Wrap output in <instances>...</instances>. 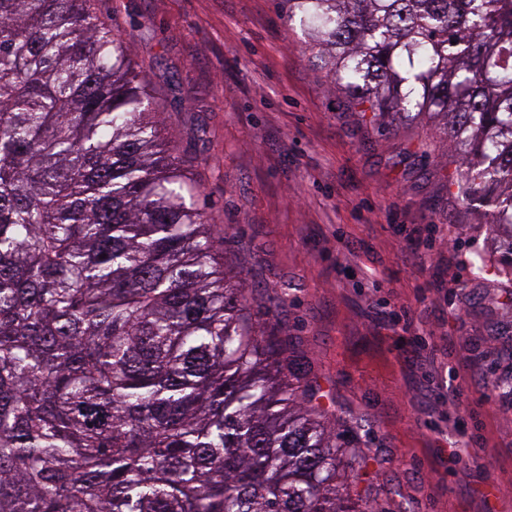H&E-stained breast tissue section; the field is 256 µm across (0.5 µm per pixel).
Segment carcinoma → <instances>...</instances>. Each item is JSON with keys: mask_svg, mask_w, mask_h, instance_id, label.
<instances>
[{"mask_svg": "<svg viewBox=\"0 0 512 512\" xmlns=\"http://www.w3.org/2000/svg\"><path fill=\"white\" fill-rule=\"evenodd\" d=\"M369 121L438 123L512 274V0H282ZM89 0H0V512H372Z\"/></svg>", "mask_w": 512, "mask_h": 512, "instance_id": "cac0c4a2", "label": "carcinoma"}]
</instances>
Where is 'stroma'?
Instances as JSON below:
<instances>
[{
  "label": "stroma",
  "mask_w": 512,
  "mask_h": 512,
  "mask_svg": "<svg viewBox=\"0 0 512 512\" xmlns=\"http://www.w3.org/2000/svg\"><path fill=\"white\" fill-rule=\"evenodd\" d=\"M91 5L152 75L159 119L227 230L224 260L256 321L292 341L339 430H354L369 506L481 512L467 479L496 484L499 512H512V277L448 186L445 141L363 118L278 0ZM413 249L423 266L403 262ZM403 304L436 332L431 375L394 322ZM456 387L460 404L429 430V406ZM461 435L489 449L463 477L448 458Z\"/></svg>",
  "instance_id": "1"
}]
</instances>
